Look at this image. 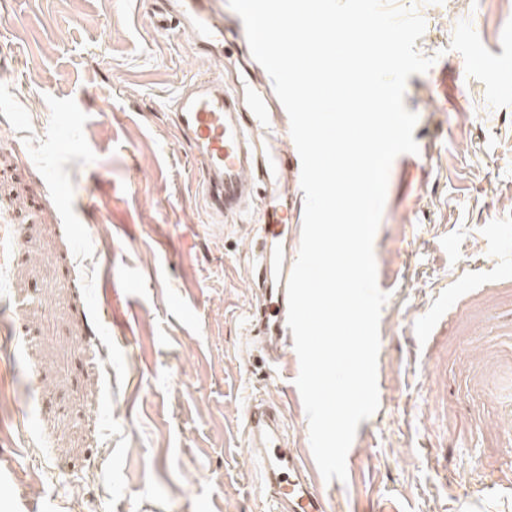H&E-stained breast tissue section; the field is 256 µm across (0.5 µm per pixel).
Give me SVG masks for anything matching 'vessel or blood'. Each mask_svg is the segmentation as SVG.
Wrapping results in <instances>:
<instances>
[{
	"mask_svg": "<svg viewBox=\"0 0 512 512\" xmlns=\"http://www.w3.org/2000/svg\"><path fill=\"white\" fill-rule=\"evenodd\" d=\"M190 19L200 44L224 41V18L211 0H179L176 14H159L157 26L169 30L173 16ZM173 122L201 159L200 182L210 210L236 219L250 212L261 193L277 191L285 156L264 159L254 136V121L246 119L236 97L225 90L223 79L197 78L174 99ZM263 225L255 242L254 270L265 286L269 314L259 330L266 356H274L288 341L287 280L292 266L274 256V248L286 226L272 210L262 213ZM245 435L262 467L269 512H325L307 465L290 448L283 431V417L272 402L253 398L246 417Z\"/></svg>",
	"mask_w": 512,
	"mask_h": 512,
	"instance_id": "obj_1",
	"label": "vessel or blood"
}]
</instances>
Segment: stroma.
Returning a JSON list of instances; mask_svg holds the SVG:
<instances>
[{
  "mask_svg": "<svg viewBox=\"0 0 512 512\" xmlns=\"http://www.w3.org/2000/svg\"><path fill=\"white\" fill-rule=\"evenodd\" d=\"M426 28L419 151L393 162L374 239L379 407L326 512H512V13L391 0ZM224 54L156 30L160 0H0V512H266L244 434L280 403L316 462L293 345L247 329L260 227L213 214L172 102L195 78L266 93L228 0Z\"/></svg>",
  "mask_w": 512,
  "mask_h": 512,
  "instance_id": "obj_1",
  "label": "stroma"
}]
</instances>
